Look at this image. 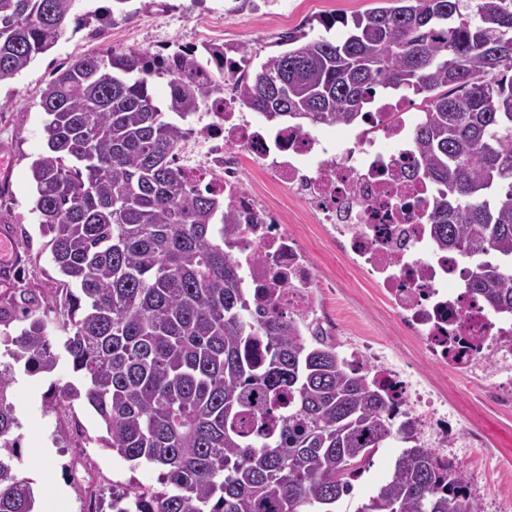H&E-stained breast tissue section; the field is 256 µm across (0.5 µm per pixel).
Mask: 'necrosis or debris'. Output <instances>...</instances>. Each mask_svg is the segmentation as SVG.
Instances as JSON below:
<instances>
[{
	"label": "necrosis or debris",
	"instance_id": "1",
	"mask_svg": "<svg viewBox=\"0 0 512 512\" xmlns=\"http://www.w3.org/2000/svg\"><path fill=\"white\" fill-rule=\"evenodd\" d=\"M240 54L224 60V89L195 113V133L176 158L185 180L223 197L239 231L227 251L250 287L270 288L283 313L335 337L354 367L394 397L429 448L461 454L489 443L469 427L444 386L422 382L377 341L346 335L340 315L323 307L324 281L285 216L262 204L242 175L273 179L329 232L338 253L379 288L406 339L450 375L479 380L486 400L512 407V317L497 314L464 291L467 266L439 249L429 215L436 184L416 175L411 131L419 115L406 100H375L368 119L329 140L294 125L269 127L243 112L233 80Z\"/></svg>",
	"mask_w": 512,
	"mask_h": 512
}]
</instances>
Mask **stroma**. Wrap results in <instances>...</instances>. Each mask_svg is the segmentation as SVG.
Listing matches in <instances>:
<instances>
[{
	"instance_id": "stroma-1",
	"label": "stroma",
	"mask_w": 512,
	"mask_h": 512,
	"mask_svg": "<svg viewBox=\"0 0 512 512\" xmlns=\"http://www.w3.org/2000/svg\"><path fill=\"white\" fill-rule=\"evenodd\" d=\"M179 12H159L155 0H128L124 10L101 23L84 22L66 27L55 46L36 59L14 79L0 83V156L11 172L8 196L0 198V230L13 250L21 255L10 278L0 279V304L10 301L17 289L51 290L58 274L50 264L48 239L40 231L33 211L35 190L30 179L32 162L44 152L46 114L40 97L58 70L88 53H121L132 48H155L173 42L186 44L205 32L212 12L224 14V38L245 47L253 66L282 51L281 38L331 12L353 14L379 6L380 0H170ZM264 202L278 208L308 245L319 276L337 282V293L328 295V308L343 315L352 335L371 336L390 353L410 359L421 373L442 382L446 376L399 333L395 318L377 288L363 275L351 273L340 260L321 225L288 195L279 184L259 179L253 172L242 175ZM67 358H60L49 374H31L15 366L12 396L19 420L22 476L33 482L37 512H49L53 502L51 485L64 487L66 495L59 512H87L91 493L109 494L112 489L156 483V467L134 465L103 448L105 428L96 413L82 401L68 411H54L46 404L50 384L78 383ZM455 401L468 408L470 421L493 430L497 445L477 448V468H467L472 493L483 512H504L506 505L491 489L494 482H512V410L481 400L477 385L460 387ZM402 444L378 449L369 468L355 484L353 496L345 500L344 512H356L387 474Z\"/></svg>"
}]
</instances>
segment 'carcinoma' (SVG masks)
I'll return each instance as SVG.
<instances>
[{
    "label": "carcinoma",
    "mask_w": 512,
    "mask_h": 512,
    "mask_svg": "<svg viewBox=\"0 0 512 512\" xmlns=\"http://www.w3.org/2000/svg\"><path fill=\"white\" fill-rule=\"evenodd\" d=\"M79 0H0V82L57 42ZM291 31L288 50L237 80L245 107L298 129L356 124L379 89L422 96V174L440 186L433 239L471 259L465 290L512 315V0H386ZM336 31V37L330 32ZM224 68V48L85 55L41 95L46 150L31 165L49 238L55 321L105 447L160 469L158 485L112 493V512H335L376 451L412 443L356 512H482L461 467L394 426L392 401L336 343L278 313L224 251V199L175 167ZM166 81L155 101L151 84ZM40 297L0 306V512H34L21 476L13 367L50 373L58 354Z\"/></svg>",
    "instance_id": "obj_1"
}]
</instances>
